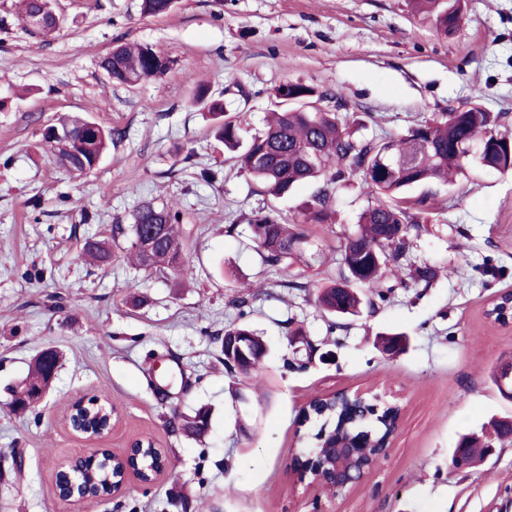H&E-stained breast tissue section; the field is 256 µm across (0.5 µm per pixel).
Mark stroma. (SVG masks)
Returning <instances> with one entry per match:
<instances>
[{
	"instance_id": "obj_1",
	"label": "stroma",
	"mask_w": 512,
	"mask_h": 512,
	"mask_svg": "<svg viewBox=\"0 0 512 512\" xmlns=\"http://www.w3.org/2000/svg\"><path fill=\"white\" fill-rule=\"evenodd\" d=\"M17 2L0 0V512H512V442L471 469L450 462L463 434L512 418L492 379L512 358V329L484 317L492 296L512 290V172L471 169L412 190L432 206L407 260L442 275L427 288L385 278L364 289L360 315L337 318L316 294L339 273L366 189L341 192L334 223L303 225L302 260L267 267L248 216L264 206L296 221L314 187L264 195L191 102L192 82L209 86L245 141L285 79L341 93L359 138L405 134L476 92L512 128V0H463L449 37L410 0H176L160 17L143 16L141 0H57L64 24L47 39L23 26ZM117 41L173 65L134 88L112 83L100 59ZM65 113L124 134L78 178L43 139ZM203 168L217 181L198 180ZM145 199L182 211L184 270L132 268L126 237L108 269L84 261L85 239L113 238ZM237 322L267 345L257 376L224 364V328ZM390 332L404 334L400 350L382 348ZM49 348L60 356L49 392L11 413L12 389ZM343 391L380 397L401 417L387 455L337 495L299 482L290 464L312 450L303 407ZM91 395L116 410L103 447L149 435L172 467L152 485L69 506L55 472L96 446L65 414ZM201 407L204 439L171 425Z\"/></svg>"
}]
</instances>
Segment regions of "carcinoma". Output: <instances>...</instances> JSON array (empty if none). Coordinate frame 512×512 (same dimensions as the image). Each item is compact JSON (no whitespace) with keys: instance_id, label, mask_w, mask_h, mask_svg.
I'll list each match as a JSON object with an SVG mask.
<instances>
[{"instance_id":"obj_1","label":"carcinoma","mask_w":512,"mask_h":512,"mask_svg":"<svg viewBox=\"0 0 512 512\" xmlns=\"http://www.w3.org/2000/svg\"><path fill=\"white\" fill-rule=\"evenodd\" d=\"M47 0H21L20 18L30 25V17L42 12ZM175 0H142L145 16L158 17L171 12ZM420 13L434 16L436 29L445 36L456 33L461 22L460 0H413ZM171 57L148 45L116 44L102 59V67L112 81L128 87L164 75L171 67ZM274 96L282 102L288 97L320 100L329 92L315 86L285 80L273 88ZM193 103L222 117L215 127V136L234 152L238 168L262 184L267 192L280 198L297 183L316 185L311 199L304 205L300 223L327 224L334 214L335 193L350 184L356 175L371 195L358 217V229L348 235L343 245L341 262L344 274L340 281L323 289L319 304L338 317L360 314V288H373L381 279V270L390 266L404 268L410 232L419 227L421 217L404 206L406 191L432 183L448 184L465 170L471 158L466 149L473 143L483 145L476 163L487 170L512 171V158L503 148L506 130L500 116L486 110L474 96L465 106L453 108L434 118H424L407 134L382 140H357L348 130L347 121L336 108L303 110L285 107L268 115L265 128L249 141L238 135L237 120L224 112L222 100L213 97L202 84L193 87ZM61 165L79 175L93 170L100 162L108 144L121 139L117 129H107L80 116H65L48 126L43 134ZM182 223L181 212L172 206H158L151 200L142 201L132 214L130 258L140 269L163 271L182 266V252L176 227ZM252 240L261 252L262 261L277 267L287 259L301 255L305 236L299 228H290L271 210L255 211L248 218ZM84 254L97 266L112 261V250L105 240L88 237ZM414 282L430 285L437 277L434 267L409 268ZM224 335L245 336V354L235 356L241 374L250 376L260 369V356L265 350L263 340L244 325L224 329ZM56 351L39 353L33 360L21 390L12 401L15 412L25 411L48 384L51 371L58 368ZM319 428L313 435L318 452L329 459L332 449L326 437L346 425L347 434L364 433L372 441L386 432L393 417L389 407L375 412L355 399L329 401L311 412ZM182 429L197 436L209 430L207 411L198 409L192 416H183ZM512 436V420L503 419L493 425V434L465 436L469 464H474L485 449L497 441L504 443ZM81 476L89 477L103 486L112 479V463L100 458L93 468H84Z\"/></svg>"}]
</instances>
